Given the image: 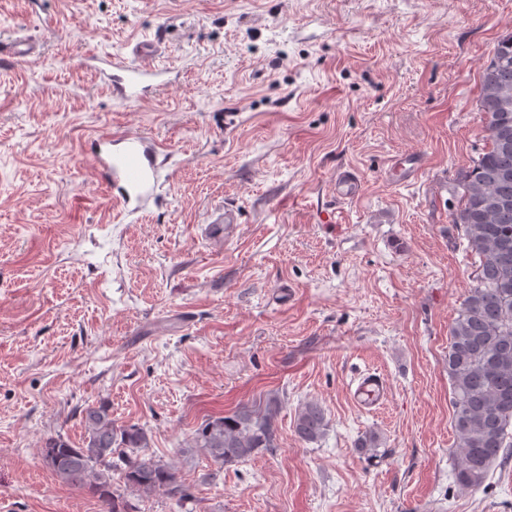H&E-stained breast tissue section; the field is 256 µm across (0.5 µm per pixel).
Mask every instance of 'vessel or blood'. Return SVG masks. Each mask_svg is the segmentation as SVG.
Listing matches in <instances>:
<instances>
[{
    "label": "vessel or blood",
    "instance_id": "b4317fda",
    "mask_svg": "<svg viewBox=\"0 0 512 512\" xmlns=\"http://www.w3.org/2000/svg\"><path fill=\"white\" fill-rule=\"evenodd\" d=\"M34 52L29 39H0L1 60L25 59ZM157 54V42L141 41L131 56H103L98 63L111 71L112 85L122 99L138 102L162 86V71L153 64ZM166 153L165 144L151 135L116 131L94 138L88 156L116 204L134 215L156 199L163 168L161 158ZM335 184L336 194L343 200L353 199L361 191L358 176L349 170L337 172ZM355 394L361 402L379 404L385 394L383 377L365 375Z\"/></svg>",
    "mask_w": 512,
    "mask_h": 512
}]
</instances>
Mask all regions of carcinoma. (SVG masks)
<instances>
[{"label":"carcinoma","instance_id":"carcinoma-1","mask_svg":"<svg viewBox=\"0 0 512 512\" xmlns=\"http://www.w3.org/2000/svg\"><path fill=\"white\" fill-rule=\"evenodd\" d=\"M478 101L487 146L457 174L461 192L453 223L463 226L466 250L479 262L450 326L448 347L453 471L465 489L480 487L491 464L512 454V35L498 41L484 68ZM274 416L269 404L263 411L242 407L205 419L193 447L216 466L212 477L276 447ZM82 420V443L58 434L41 446L59 481L97 495L108 512H125L124 498L112 491L118 474L131 491L164 497L172 512H182L188 492L180 470L150 452L146 426L117 425L105 404L85 407ZM325 426L317 402L303 404L295 415L294 431L305 442L317 441Z\"/></svg>","mask_w":512,"mask_h":512}]
</instances>
